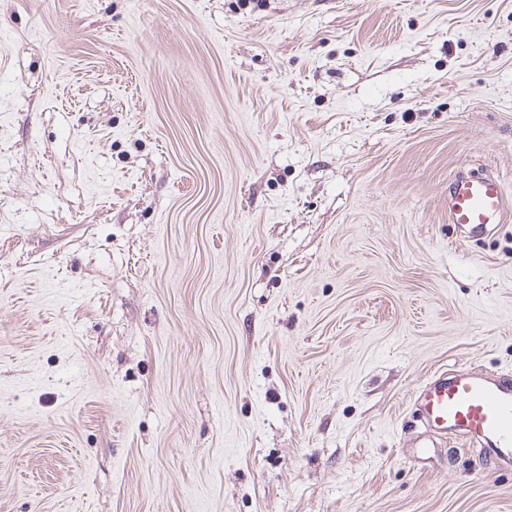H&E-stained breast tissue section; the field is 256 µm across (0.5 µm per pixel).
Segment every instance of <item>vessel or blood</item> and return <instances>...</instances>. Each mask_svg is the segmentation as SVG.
Instances as JSON below:
<instances>
[{
    "mask_svg": "<svg viewBox=\"0 0 512 512\" xmlns=\"http://www.w3.org/2000/svg\"><path fill=\"white\" fill-rule=\"evenodd\" d=\"M511 202L512 191L494 174H459L448 182V221L470 237L491 233ZM415 405L429 428L463 435L490 465L512 467L511 373L451 369L422 384Z\"/></svg>",
    "mask_w": 512,
    "mask_h": 512,
    "instance_id": "b4317fda",
    "label": "vessel or blood"
}]
</instances>
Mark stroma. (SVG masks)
Wrapping results in <instances>:
<instances>
[{"label":"stroma","instance_id":"obj_1","mask_svg":"<svg viewBox=\"0 0 512 512\" xmlns=\"http://www.w3.org/2000/svg\"><path fill=\"white\" fill-rule=\"evenodd\" d=\"M481 170L512 0H0V512H512L413 404L512 371ZM508 199L509 190L497 175L458 174L448 180V222L468 238L489 234L503 222Z\"/></svg>","mask_w":512,"mask_h":512}]
</instances>
